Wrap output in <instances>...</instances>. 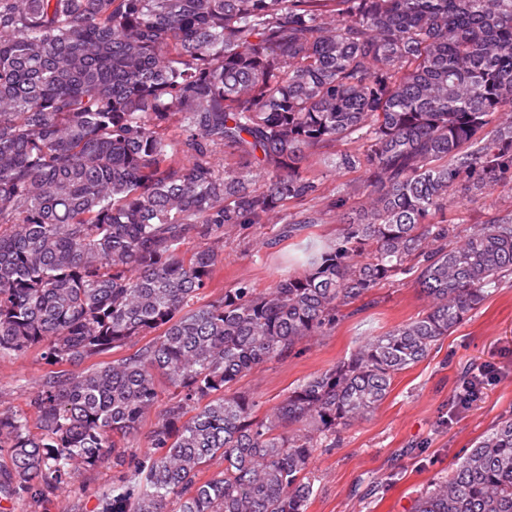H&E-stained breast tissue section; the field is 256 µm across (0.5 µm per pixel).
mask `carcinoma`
<instances>
[{
    "instance_id": "carcinoma-1",
    "label": "carcinoma",
    "mask_w": 512,
    "mask_h": 512,
    "mask_svg": "<svg viewBox=\"0 0 512 512\" xmlns=\"http://www.w3.org/2000/svg\"><path fill=\"white\" fill-rule=\"evenodd\" d=\"M353 137L323 160L364 170L326 198L335 242L196 305L226 233L318 223L288 218L318 196L302 162ZM508 178L512 0H0V359L119 353L39 384V433L0 413V501L82 493L110 452L103 512H307L317 451L512 275V218L455 242L447 219ZM413 269L418 316L257 414L243 377ZM413 512H512V417Z\"/></svg>"
}]
</instances>
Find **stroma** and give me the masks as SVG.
Masks as SVG:
<instances>
[{"label": "stroma", "instance_id": "stroma-1", "mask_svg": "<svg viewBox=\"0 0 512 512\" xmlns=\"http://www.w3.org/2000/svg\"><path fill=\"white\" fill-rule=\"evenodd\" d=\"M356 148L353 142L328 144L307 160L320 178L321 195L296 204L293 211L320 212L319 223L301 225L289 238L282 236L277 224L227 236L222 261L201 302L242 280L266 288L288 273L289 258L298 249L335 239L340 226L334 213L325 211L323 198L335 193L338 185H361L364 174L338 173L321 166L319 160ZM511 214L512 180L448 208L460 236ZM425 305L414 277L384 283L359 311L340 318L318 341L303 345L301 354L254 370L241 380L240 388L261 409H270L299 380L349 357L366 339L416 317ZM488 364L499 369V379L485 385L467 408L451 413L463 375ZM53 371L35 351L0 360V411L33 414L32 390ZM511 415L512 279L507 278L423 361L396 375L390 393L372 416L341 433L335 447L316 453L312 462L315 494L308 512H412L420 492L434 478L448 473L458 457L469 452L500 419ZM112 475L108 462L85 471L81 476L85 493L51 499L47 512H100L103 495L112 491Z\"/></svg>", "mask_w": 512, "mask_h": 512}]
</instances>
